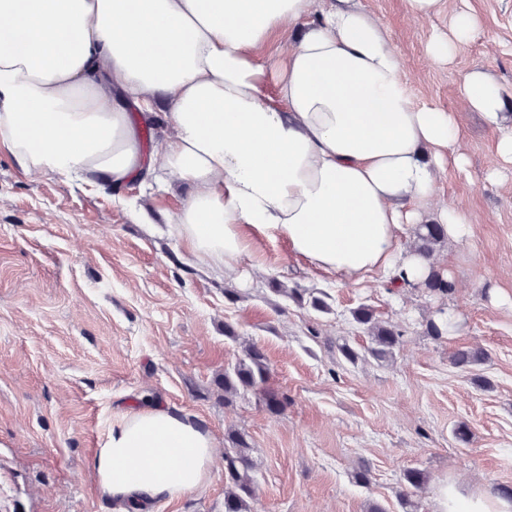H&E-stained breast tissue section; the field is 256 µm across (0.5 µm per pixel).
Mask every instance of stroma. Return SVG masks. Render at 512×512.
Returning a JSON list of instances; mask_svg holds the SVG:
<instances>
[{"instance_id":"obj_1","label":"stroma","mask_w":512,"mask_h":512,"mask_svg":"<svg viewBox=\"0 0 512 512\" xmlns=\"http://www.w3.org/2000/svg\"><path fill=\"white\" fill-rule=\"evenodd\" d=\"M362 2L396 36L416 103L460 112L462 77L480 66L512 113V0H444L426 21L405 0ZM461 10L478 17V36L451 63H433L432 35ZM461 114L467 165L447 170L438 193L475 232L437 253L454 286L445 297L317 273L284 240L259 235L231 302L228 280L197 264L165 222L186 186L153 197L134 183L33 181L0 149V512H115L96 490L93 458L117 414L148 399L196 415L216 440L247 435L256 512H404L397 492L409 469L428 476L419 512H433L445 480L472 492L512 487V167L494 177L496 133ZM274 278L325 293L330 313L271 294ZM361 304L404 332L388 361L336 360L337 341L366 342L350 315ZM441 308L457 323L436 340L425 323ZM228 322L263 348L268 385L288 398L280 416L253 392L220 399L215 380L241 354ZM466 348L487 361L454 365ZM364 465L366 486L352 478ZM224 485L219 457L204 488L151 510L224 512Z\"/></svg>"}]
</instances>
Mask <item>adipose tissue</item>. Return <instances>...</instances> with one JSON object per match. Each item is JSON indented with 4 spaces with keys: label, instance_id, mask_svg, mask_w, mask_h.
I'll return each instance as SVG.
<instances>
[{
    "label": "adipose tissue",
    "instance_id": "1",
    "mask_svg": "<svg viewBox=\"0 0 512 512\" xmlns=\"http://www.w3.org/2000/svg\"><path fill=\"white\" fill-rule=\"evenodd\" d=\"M479 30L460 11L428 53L448 62ZM462 89L512 164L499 83L476 66ZM460 113L414 102L396 39L360 0H0V147L33 180L187 184L168 221L231 281L261 233L344 280L422 282L436 260L415 251L417 227L472 232L437 201L440 175L466 164ZM156 115L171 133L146 155L139 125ZM216 446L196 416L146 402L97 448L98 492L120 508L184 496L208 484ZM434 512L512 500L444 482Z\"/></svg>",
    "mask_w": 512,
    "mask_h": 512
}]
</instances>
